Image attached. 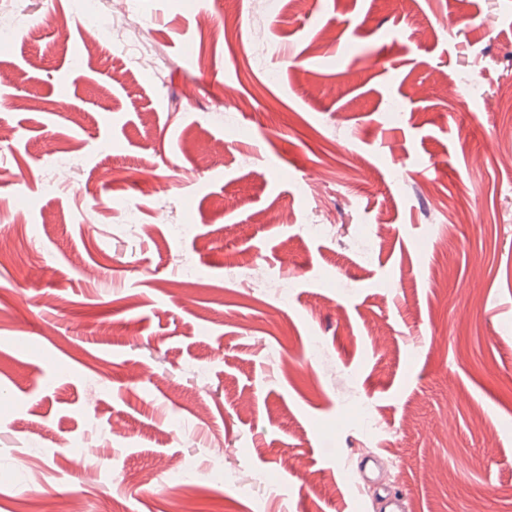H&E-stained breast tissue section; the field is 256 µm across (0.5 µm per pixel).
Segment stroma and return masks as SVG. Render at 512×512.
I'll return each mask as SVG.
<instances>
[{"mask_svg": "<svg viewBox=\"0 0 512 512\" xmlns=\"http://www.w3.org/2000/svg\"><path fill=\"white\" fill-rule=\"evenodd\" d=\"M268 2L0 0V512H512V0Z\"/></svg>", "mask_w": 512, "mask_h": 512, "instance_id": "35a3bbf8", "label": "stroma"}]
</instances>
